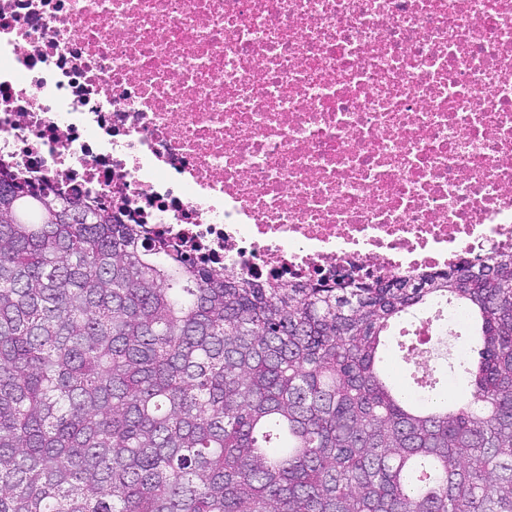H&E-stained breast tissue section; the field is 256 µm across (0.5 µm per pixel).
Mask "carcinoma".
I'll return each mask as SVG.
<instances>
[{
	"label": "carcinoma",
	"mask_w": 512,
	"mask_h": 512,
	"mask_svg": "<svg viewBox=\"0 0 512 512\" xmlns=\"http://www.w3.org/2000/svg\"><path fill=\"white\" fill-rule=\"evenodd\" d=\"M68 198L0 171V512H512V253L284 287ZM443 301L451 408L379 366Z\"/></svg>",
	"instance_id": "1"
}]
</instances>
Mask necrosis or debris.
Returning a JSON list of instances; mask_svg holds the SVG:
<instances>
[{
  "label": "necrosis or debris",
  "mask_w": 512,
  "mask_h": 512,
  "mask_svg": "<svg viewBox=\"0 0 512 512\" xmlns=\"http://www.w3.org/2000/svg\"><path fill=\"white\" fill-rule=\"evenodd\" d=\"M0 165L281 283L512 252V0H0Z\"/></svg>",
  "instance_id": "4bbe7bcc"
}]
</instances>
